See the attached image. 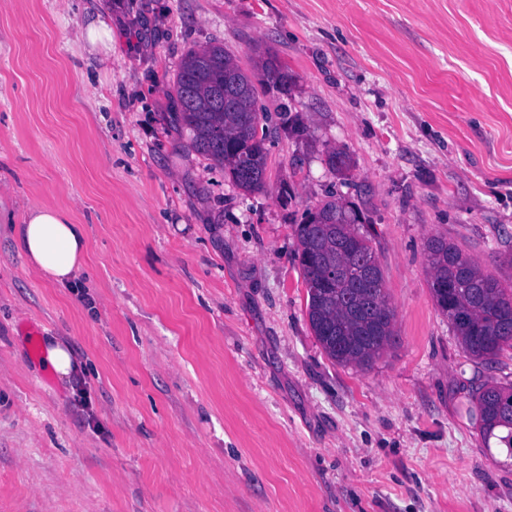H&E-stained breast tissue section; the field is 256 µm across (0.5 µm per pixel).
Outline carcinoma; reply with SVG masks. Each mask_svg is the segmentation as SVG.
Here are the masks:
<instances>
[{
    "mask_svg": "<svg viewBox=\"0 0 512 512\" xmlns=\"http://www.w3.org/2000/svg\"><path fill=\"white\" fill-rule=\"evenodd\" d=\"M291 77L275 57L257 73L242 68L222 43L189 51L173 87L171 123L189 132L190 147L223 166L240 189L264 185L267 155L257 128L258 89L288 92ZM235 105L224 109V87ZM359 216L336 199L307 211L297 225L298 257L307 288V316L325 353L341 365L372 367L395 343V313L370 239ZM429 288L460 338L482 361L512 348V286L484 271L443 237L425 242ZM475 420L484 439H497L512 457V386L475 387Z\"/></svg>",
    "mask_w": 512,
    "mask_h": 512,
    "instance_id": "carcinoma-1",
    "label": "carcinoma"
}]
</instances>
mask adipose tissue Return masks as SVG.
<instances>
[{"mask_svg":"<svg viewBox=\"0 0 512 512\" xmlns=\"http://www.w3.org/2000/svg\"><path fill=\"white\" fill-rule=\"evenodd\" d=\"M17 247L29 264L55 283L78 276L88 247L85 225L75 223L68 210L31 208L14 225ZM42 369L59 381L71 383L80 370L68 346L58 337L40 340Z\"/></svg>","mask_w":512,"mask_h":512,"instance_id":"ef3b65f1","label":"adipose tissue"}]
</instances>
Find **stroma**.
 Listing matches in <instances>:
<instances>
[{
  "label": "stroma",
  "instance_id": "1",
  "mask_svg": "<svg viewBox=\"0 0 512 512\" xmlns=\"http://www.w3.org/2000/svg\"><path fill=\"white\" fill-rule=\"evenodd\" d=\"M216 40L294 78L260 98V191L169 123ZM331 192L395 310L368 371L307 317L295 228ZM42 206L88 259L56 285L0 223V512H512V458L470 417L512 349L466 356L424 248L512 285V0H0V207ZM43 336L84 362L74 389ZM41 368L62 383L70 384L80 370L81 365L73 358L68 346L57 336H45L40 339Z\"/></svg>",
  "mask_w": 512,
  "mask_h": 512
}]
</instances>
